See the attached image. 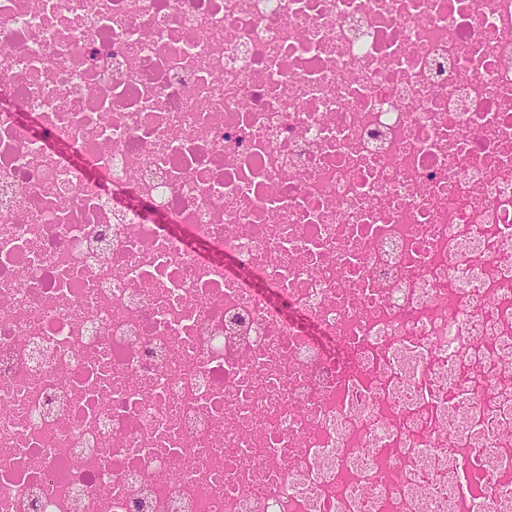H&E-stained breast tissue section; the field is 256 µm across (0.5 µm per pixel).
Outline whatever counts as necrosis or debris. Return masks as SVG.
I'll return each mask as SVG.
<instances>
[{
	"label": "necrosis or debris",
	"instance_id": "necrosis-or-debris-1",
	"mask_svg": "<svg viewBox=\"0 0 512 512\" xmlns=\"http://www.w3.org/2000/svg\"><path fill=\"white\" fill-rule=\"evenodd\" d=\"M0 512H512V0H0Z\"/></svg>",
	"mask_w": 512,
	"mask_h": 512
}]
</instances>
